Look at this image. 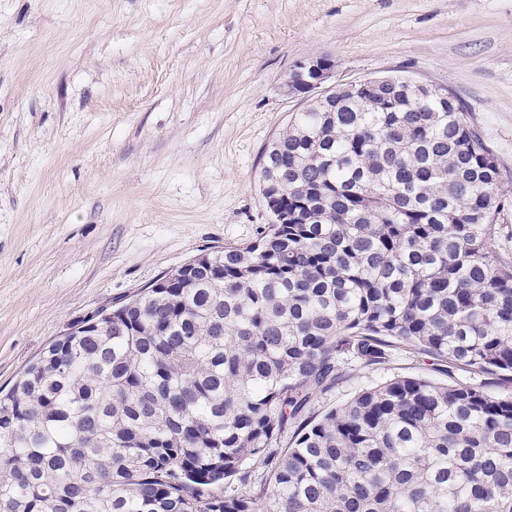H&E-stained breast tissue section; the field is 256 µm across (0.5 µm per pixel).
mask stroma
<instances>
[{
  "mask_svg": "<svg viewBox=\"0 0 512 512\" xmlns=\"http://www.w3.org/2000/svg\"><path fill=\"white\" fill-rule=\"evenodd\" d=\"M443 84L512 198V0H0V387L72 326L194 256L256 239L265 145L307 100L284 79ZM359 367L323 413L396 376Z\"/></svg>",
  "mask_w": 512,
  "mask_h": 512,
  "instance_id": "obj_1",
  "label": "stroma"
}]
</instances>
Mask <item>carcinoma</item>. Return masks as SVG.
<instances>
[{"label":"carcinoma","instance_id":"1","mask_svg":"<svg viewBox=\"0 0 512 512\" xmlns=\"http://www.w3.org/2000/svg\"><path fill=\"white\" fill-rule=\"evenodd\" d=\"M261 180L288 223L54 340L0 395V512H512V393L397 377L310 412L397 350L512 378L501 168L462 100H314Z\"/></svg>","mask_w":512,"mask_h":512}]
</instances>
